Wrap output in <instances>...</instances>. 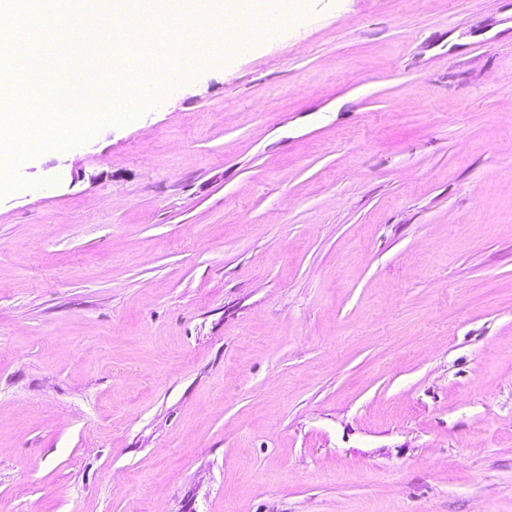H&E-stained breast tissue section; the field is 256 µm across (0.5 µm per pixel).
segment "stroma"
<instances>
[{"mask_svg":"<svg viewBox=\"0 0 512 512\" xmlns=\"http://www.w3.org/2000/svg\"><path fill=\"white\" fill-rule=\"evenodd\" d=\"M292 7L0 195V512H512V0Z\"/></svg>","mask_w":512,"mask_h":512,"instance_id":"stroma-1","label":"stroma"}]
</instances>
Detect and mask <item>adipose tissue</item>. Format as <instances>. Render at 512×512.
Listing matches in <instances>:
<instances>
[{"instance_id":"1","label":"adipose tissue","mask_w":512,"mask_h":512,"mask_svg":"<svg viewBox=\"0 0 512 512\" xmlns=\"http://www.w3.org/2000/svg\"><path fill=\"white\" fill-rule=\"evenodd\" d=\"M132 5V11L112 13L113 31L132 41L152 34L156 11L199 18L196 35L182 40L178 49L180 56L195 63L204 47H230L233 36L244 33L252 20H262L264 30L272 32L288 15V0H132Z\"/></svg>"}]
</instances>
